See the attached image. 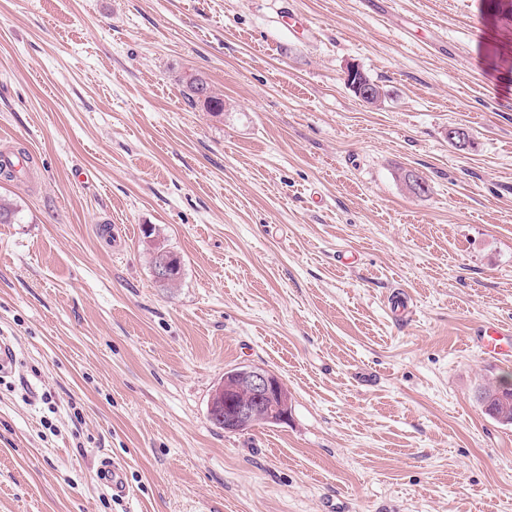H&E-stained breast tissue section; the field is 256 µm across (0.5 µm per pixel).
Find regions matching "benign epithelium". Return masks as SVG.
I'll return each instance as SVG.
<instances>
[{
	"label": "benign epithelium",
	"mask_w": 512,
	"mask_h": 512,
	"mask_svg": "<svg viewBox=\"0 0 512 512\" xmlns=\"http://www.w3.org/2000/svg\"><path fill=\"white\" fill-rule=\"evenodd\" d=\"M346 87L361 101L380 105L383 91L380 86L367 80L364 73L351 65L345 73ZM286 388L273 372L249 366L224 377V381L212 393L209 411L224 412L222 426L227 432H235L254 422L279 423L288 416Z\"/></svg>",
	"instance_id": "7a95c632"
}]
</instances>
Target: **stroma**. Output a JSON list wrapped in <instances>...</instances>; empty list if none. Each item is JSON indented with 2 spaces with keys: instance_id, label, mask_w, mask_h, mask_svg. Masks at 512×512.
I'll return each instance as SVG.
<instances>
[{
  "instance_id": "obj_1",
  "label": "stroma",
  "mask_w": 512,
  "mask_h": 512,
  "mask_svg": "<svg viewBox=\"0 0 512 512\" xmlns=\"http://www.w3.org/2000/svg\"><path fill=\"white\" fill-rule=\"evenodd\" d=\"M291 2L312 35L278 0H0V512H512L477 400L512 361L475 344L512 327V0ZM239 366L287 421L212 423ZM345 78L346 87L361 101L370 106L380 105L384 95L382 89L368 77L370 81L367 80L364 73L358 67L350 65L346 70ZM186 100L191 107L202 103L210 112L216 115L224 112V100L212 94L209 85L203 79L192 76L187 81ZM203 100V102H201ZM166 256H174L179 261L177 275L169 283H167V282L172 277V265L167 260H162L159 263H157L160 258L166 257ZM156 263H157V265H156ZM154 266H155V268H154ZM152 268H154L153 273H154L155 279L160 283H167V285H164V286L171 288L180 279V276H181L180 258L177 255H175L174 253H172L171 251L165 250L164 247L158 246L155 248V250L153 252V257H152Z\"/></svg>"
}]
</instances>
